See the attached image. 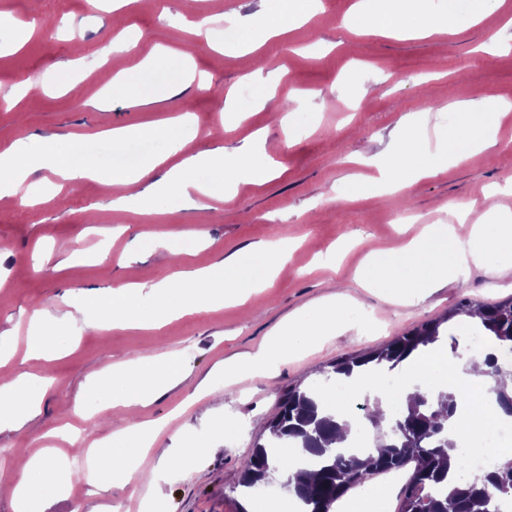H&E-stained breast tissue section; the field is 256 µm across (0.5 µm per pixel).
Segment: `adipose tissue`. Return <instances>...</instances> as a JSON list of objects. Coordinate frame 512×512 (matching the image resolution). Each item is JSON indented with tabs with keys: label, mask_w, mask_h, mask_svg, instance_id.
Instances as JSON below:
<instances>
[{
	"label": "adipose tissue",
	"mask_w": 512,
	"mask_h": 512,
	"mask_svg": "<svg viewBox=\"0 0 512 512\" xmlns=\"http://www.w3.org/2000/svg\"><path fill=\"white\" fill-rule=\"evenodd\" d=\"M429 3L430 0H381L376 10H356L350 21L364 31L378 32L398 28L413 15L427 30L459 34L460 26L448 14L431 9ZM319 6V0H281L277 15L228 14L224 20L238 31V46L246 48L255 32L272 36L284 33L289 24L302 20ZM171 59L169 50H157L140 65L107 76L106 83L125 99L141 103L147 76L169 64ZM448 108L454 114V121L439 130L433 145L424 135L421 116H403L402 134L394 150L364 159L365 164L376 168V181L350 175L349 200L373 195L380 188L389 192L409 188L421 179L447 170L448 166L463 165L474 153L496 145L500 113L484 111L482 106L467 100L450 102ZM195 124V115L188 112L164 123L113 129V147L152 138L165 141L170 154L181 155V162L160 177L155 171L162 160L156 156L128 170L107 171L94 155L82 152L81 141H71L69 147L63 148L53 139L19 140L0 152V183L8 185L10 197L26 204L33 196L29 178L39 170L50 171L74 184L85 180L104 181L126 189L125 195L113 200V207L132 209L173 194L187 198L216 197L218 192L214 187L196 179V172L202 169L223 171V191L228 194L238 186L261 184L274 176V169L265 159V144L258 137L232 151L215 146L184 153L179 131ZM355 244L365 252L353 272V279L360 287L387 289L399 303L418 302L448 276L465 277L470 264L481 263L490 274L500 273L498 256L512 252V221L493 216L488 223L475 225L466 232L450 224H429L406 242L385 245L361 237ZM287 261L286 248L267 244L248 246L210 266L186 268L152 284L119 281L95 294L75 293L68 299L69 310L63 317L43 311L34 313L27 353L36 358L58 355L67 346L68 331L85 326L109 321L122 328H159L185 315L244 302L268 287ZM363 308V302L346 294L322 298L313 305L309 320L290 321L285 330L255 351L225 364L224 375L228 378L243 373L271 376L279 362L348 327V313ZM403 367L406 372L420 374L421 380L405 383L396 398L387 396L370 375L361 377L360 384L370 392L371 408L381 421H388L392 408L408 405L410 397L420 388L443 390L459 399L470 393L488 401L496 389L512 391V373L489 375L483 357L468 353L461 345L451 352L414 354ZM185 377L182 357L162 353L109 366L102 376L100 390L113 403L127 408L145 407ZM462 378L468 380V389L459 388L458 381ZM48 386V381L33 384L22 375L0 383V428L20 427L36 415ZM163 429L162 423L141 421L113 432L99 448L90 452L88 482L97 484L110 477L126 484L140 483V456L154 447ZM12 483L14 512H41L43 489L52 484L64 485L65 472L54 453L47 452L28 458L14 474Z\"/></svg>",
	"instance_id": "obj_1"
}]
</instances>
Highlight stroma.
I'll use <instances>...</instances> for the list:
<instances>
[{"instance_id":"stroma-1","label":"stroma","mask_w":512,"mask_h":512,"mask_svg":"<svg viewBox=\"0 0 512 512\" xmlns=\"http://www.w3.org/2000/svg\"><path fill=\"white\" fill-rule=\"evenodd\" d=\"M359 1L375 6V0H325L324 11L303 27L242 54L218 50L225 12L273 14L280 0H223L219 13L205 10L201 0H132L118 13L94 0H0V12L34 25L20 47L0 54V97L22 81L35 87L11 110L0 108V151L20 138L64 144L74 135L191 112L199 126L190 149L213 141L231 150L257 135L282 167L264 184L242 185L229 200L211 201L206 215L175 195L157 200L148 211L116 209L112 201L121 189L102 181L70 183L49 194L45 187L55 177L47 171L32 174L43 193L29 204L0 200V278L8 283L0 293V336L15 345L13 374L52 382L37 415L21 429L0 430V512H13L5 477L16 468L15 449L33 455L51 448L68 458L74 449L98 447L128 423V410L103 408L91 389L94 378L112 364L166 352L185 357L186 380L138 411L140 419L166 423L141 462L149 471L168 457L161 491L110 480L95 487L73 470L64 492H44V512H127L131 502L137 512H237L241 465L266 438L280 391L322 379L336 359L377 348L437 319L461 298L512 295V258L502 260L497 279L474 264L466 282L444 280L416 304L388 303L383 290L367 291L353 281L352 271L364 256L351 245L355 236L379 243L411 238L422 225L454 223L448 209L454 202L465 203L469 223L481 224L491 192L512 218V168L500 166L495 148L419 181L407 193L346 201L348 174L367 180L377 175L355 163V156L387 148L401 117L427 113L432 98L444 105L457 99L486 107L512 102V52L483 51L485 24L458 37L359 35L346 24ZM122 13L135 34L126 41L121 66L135 65L161 47L178 53L177 60L149 77L143 105L116 93L101 97L106 71L101 51L119 36ZM186 59L210 75V89L182 84ZM260 68L278 71L274 93L248 84L249 105L238 114L225 111L226 94L238 93L240 77ZM379 76L383 84L374 85ZM302 96L308 100L307 127L292 136L273 115L288 113L290 103ZM281 242L288 245L287 264L271 288L244 304L189 315L158 329L85 327L59 356L24 355L30 316L38 309L63 315L72 290L100 289L124 279L151 284L252 244ZM336 293L365 304L369 321L363 329L345 330L290 356L270 378L248 375L228 382L213 375L214 367L254 351L317 299ZM205 379L215 395L186 403ZM181 441L206 443L215 452L186 469L171 455Z\"/></svg>"}]
</instances>
